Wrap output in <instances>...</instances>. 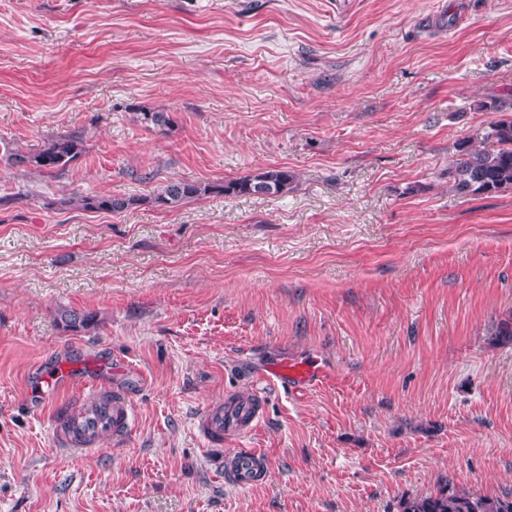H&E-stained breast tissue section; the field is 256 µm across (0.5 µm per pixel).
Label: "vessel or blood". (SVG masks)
Wrapping results in <instances>:
<instances>
[{
  "label": "vessel or blood",
  "mask_w": 512,
  "mask_h": 512,
  "mask_svg": "<svg viewBox=\"0 0 512 512\" xmlns=\"http://www.w3.org/2000/svg\"><path fill=\"white\" fill-rule=\"evenodd\" d=\"M326 366L319 360L310 363H274L264 370L268 381H279L290 391L297 392L327 377ZM73 376L63 368H56L39 377L43 395L50 396L71 389ZM261 422L256 402L238 401L227 408L210 409L196 420L197 434L211 447L223 445L225 434L245 436ZM134 415L132 394L128 390L108 386L98 380L87 403H71L53 418V440L66 451L89 455L95 453L102 436H112L124 442L132 430ZM229 479L239 488L261 485L269 477V461L256 448H234L229 453Z\"/></svg>",
  "instance_id": "vessel-or-blood-1"
}]
</instances>
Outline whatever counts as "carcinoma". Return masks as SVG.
<instances>
[{"mask_svg": "<svg viewBox=\"0 0 512 512\" xmlns=\"http://www.w3.org/2000/svg\"><path fill=\"white\" fill-rule=\"evenodd\" d=\"M136 119L148 128L163 130L173 124L166 112H139ZM83 151L78 135H61L47 140L32 154L9 155L14 166L32 167L43 174L64 171ZM459 157L448 166V183L459 195H492L512 190V115L489 126L485 143L476 147L459 143ZM296 176L285 168H269L219 184H197L170 181L154 196L159 206L175 207L182 202L207 194L238 196H279L293 189ZM143 202L137 196L73 195L66 203L84 211L122 213ZM60 320L65 329H84L93 322L90 312L64 310ZM399 512H512V492L477 495L463 486L442 481L425 496L407 497L399 501Z\"/></svg>", "mask_w": 512, "mask_h": 512, "instance_id": "1", "label": "carcinoma"}]
</instances>
